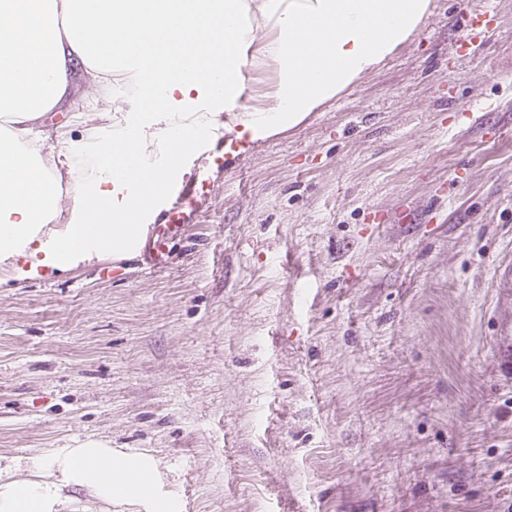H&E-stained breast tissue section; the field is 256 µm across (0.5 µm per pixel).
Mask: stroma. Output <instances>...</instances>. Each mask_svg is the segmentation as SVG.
Listing matches in <instances>:
<instances>
[{
	"label": "stroma",
	"mask_w": 512,
	"mask_h": 512,
	"mask_svg": "<svg viewBox=\"0 0 512 512\" xmlns=\"http://www.w3.org/2000/svg\"><path fill=\"white\" fill-rule=\"evenodd\" d=\"M484 6L492 31L462 53L464 10ZM108 93L83 77L44 123L94 140L137 108L73 125ZM507 112L512 0H433L296 127L240 155L223 130L201 141L159 204L198 191L162 268L96 252L43 280L0 269V466L97 440L152 456L183 512H512ZM493 276L499 288L497 351L502 367L512 373V266L496 267Z\"/></svg>",
	"instance_id": "35a3bbf8"
}]
</instances>
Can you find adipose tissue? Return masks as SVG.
Segmentation results:
<instances>
[{"label":"adipose tissue","instance_id":"ef3b65f1","mask_svg":"<svg viewBox=\"0 0 512 512\" xmlns=\"http://www.w3.org/2000/svg\"><path fill=\"white\" fill-rule=\"evenodd\" d=\"M431 12V0H0V253L60 267L97 245L121 251L200 139L209 101L239 113L235 137L264 140L298 125L389 58ZM274 67L261 100L244 73ZM127 73L143 88L124 126L95 142L57 138L76 185L63 202L32 124L63 102L77 70ZM94 156L99 177L86 176ZM68 221L53 243L33 233ZM154 460L102 444L57 448L25 478L0 475V512H62L64 488L146 512H179L157 495Z\"/></svg>","mask_w":512,"mask_h":512}]
</instances>
